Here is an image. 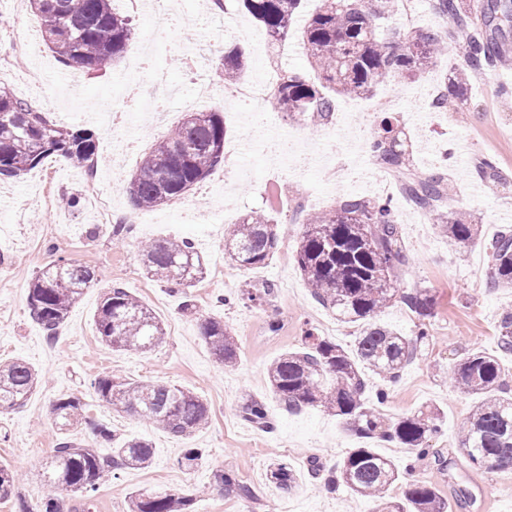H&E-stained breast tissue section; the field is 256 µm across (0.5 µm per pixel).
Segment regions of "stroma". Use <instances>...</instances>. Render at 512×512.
<instances>
[{"mask_svg": "<svg viewBox=\"0 0 512 512\" xmlns=\"http://www.w3.org/2000/svg\"><path fill=\"white\" fill-rule=\"evenodd\" d=\"M320 5L321 0H304L288 31V55L279 62L265 28L240 0L211 5V17L201 26L195 23L200 0H172L161 28L152 17L130 11L132 46L151 42L152 69L164 72L180 94L166 100L169 117L164 125L137 123L111 134L102 110H139L138 101L122 94L125 59L98 72L63 65L39 32L27 28L29 0H0V86L46 110L57 124L94 132L98 176L107 183L115 177L123 182L114 218L133 225L131 237L116 242L111 225L99 223L84 198V169L58 155L0 185V361L24 359L42 376L24 407L0 413V465L17 474L18 490L30 504L45 495L44 467L60 441L51 404L60 396L75 395L87 403L89 416L117 437H145L154 450L149 468L124 472L101 485L91 512H129V497L141 488L189 495L203 486L211 493L196 503V512H266L269 500L275 502V512H288L293 501L299 502V512H373L371 503L352 497L345 488L323 489L322 479L310 473L311 459L329 467L358 447L345 420L318 408L286 410L267 383L266 370L273 360L301 350L302 324L321 329L333 313L313 297L296 267L302 232L298 212L270 209L266 195L270 185H277L287 199L307 197L310 211L332 208L347 195L379 197L371 183L376 160L368 141L389 113L405 126L414 167L426 174L443 173L452 182L454 192L443 207L449 215L461 214L477 224L478 239L466 251L455 250L437 225L420 223L423 211L406 194L391 192L410 258L409 265L397 270L398 281L401 287L428 291L435 305L426 321L428 342L395 383L367 374V394L388 390L389 398L380 408L388 420L438 410L442 433L432 442L435 453L416 464L413 477L434 486L447 501L448 512H512V470H478L461 454L458 437L476 399L448 384L449 370L477 348L498 356L505 381L512 386V353L501 350L498 331L503 312L512 310V289L494 287L487 280L477 287L472 281L474 259L487 257L486 246L497 229L512 228V185L500 187L476 171L480 160L489 159L512 182V22L503 23L499 38L503 63L492 74L473 76L465 106L449 102L438 123H429L424 114L449 62L462 53L464 39L456 34L448 38L446 60L430 72L394 76L370 98L338 97L336 121L342 129L336 133L290 120L263 101L252 108L229 104L223 112L224 163L188 194L186 202H196V209H186V202L179 201L149 210L135 209L131 203L125 184L140 155L126 145L139 141L151 147L187 114L186 102L196 92L198 77L186 66L188 53L200 59L198 75L211 81L217 78L215 66L228 41L249 56L244 81L275 80L280 68L310 70L300 31ZM389 96L396 97L397 105L387 113L376 102ZM332 165L338 176L334 182L326 174ZM72 194L81 197L75 209L66 203ZM253 212L269 214L278 236L276 251L263 266L245 271L227 266L223 276H216L217 265L226 260L225 234ZM170 238L192 239L203 258L205 273L191 290L198 317L184 315L182 295L145 272L138 242ZM61 258L91 267L97 280L50 339L31 321L27 293L33 276ZM269 282L275 293L262 305L224 306L216 301L244 284L260 288ZM116 285L133 292L162 321V344L146 352L119 351L101 341L95 317L104 292ZM203 316L222 318L235 336L240 351L235 367H224L211 354L201 336ZM111 373L196 393L209 408L207 424L184 440L144 420L112 412L92 388L96 378ZM251 399L265 403L271 429L243 420L241 407ZM188 447L204 451L202 463L191 472L178 465ZM274 457L287 461L297 473L291 492L266 480ZM220 469L236 472L254 488L256 500L212 490L213 475Z\"/></svg>", "mask_w": 512, "mask_h": 512, "instance_id": "stroma-1", "label": "stroma"}]
</instances>
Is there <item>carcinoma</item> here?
I'll use <instances>...</instances> for the list:
<instances>
[{
	"instance_id": "1",
	"label": "carcinoma",
	"mask_w": 512,
	"mask_h": 512,
	"mask_svg": "<svg viewBox=\"0 0 512 512\" xmlns=\"http://www.w3.org/2000/svg\"><path fill=\"white\" fill-rule=\"evenodd\" d=\"M40 33L56 58L66 66L103 70L121 57L131 40L129 19L112 9V0H29ZM303 0H242L244 8L278 40L288 35ZM391 0H322L307 21L302 38L312 59L314 75L285 70L272 94L271 106L291 117L310 113L328 122L336 111V96L369 97L389 78L401 73L415 77L434 68L443 56L448 35L433 29H412L382 35L380 21ZM432 11L464 32L463 60L445 73L448 93L436 107H448V98L464 100L467 73L487 74L502 57L496 36L500 22L512 19V0H431ZM247 58L236 46L224 45L216 73L231 87L241 79ZM404 134L398 119L385 118L369 139L372 155L383 164H404ZM226 129L221 111L196 112L170 130L146 153L132 176L128 192L138 208H155L183 198L210 172L224 163ZM52 154L76 164H90L97 156L95 134L88 129H67L52 123L46 113L0 86V179H14L39 166ZM448 184L435 173L421 178L408 173L407 193L426 210L432 223L458 250L477 239L475 225L450 219L440 207L448 197ZM296 250L295 262L318 301L345 323L363 322L354 349L304 331L302 351H288L267 368L270 388L290 410L317 407L346 419L361 439L379 438L409 450L420 460L434 453L430 441L441 433L438 411L430 409L385 422L379 406L386 390L371 402L365 395V372L389 382L428 340L425 320L432 316L434 300L425 291L401 292L394 273L405 265L399 224L388 198L351 197L323 212L308 216ZM278 240L264 214L246 215L224 237V255L232 266L252 269L265 264ZM490 282L512 288V230L505 228L487 246ZM147 273L185 298L183 313L196 314L189 289L203 274L201 256L187 238L156 240L140 249ZM95 280L88 266L59 260L39 270L29 285L31 320L48 337L68 318L70 309ZM269 283L261 289L245 285L218 297L255 301L273 293ZM399 298L419 321L415 337L375 324L372 319L394 298ZM201 334L212 355L226 367L239 360V348L224 320H201ZM98 336L117 350H147L162 342L164 331L153 312L126 288L113 287L103 297L96 317ZM501 346L512 352V311L500 321ZM450 387L478 399L460 436V451L475 467L512 469V390L502 379L498 359L481 350L464 356L448 375ZM39 377L27 362L0 363V411L25 405L36 391ZM94 388L117 413L138 416L169 434L188 438L209 419V408L196 394L151 381H129L112 375L99 377ZM246 421L260 429L271 422L265 404L251 400L242 407ZM51 415L62 440L45 471L49 488L43 501L32 506L17 500L19 512H63L75 496L89 499L106 476L114 479L130 469L146 467L152 457L147 441L115 439L111 431L86 416L85 403L75 396L60 397ZM87 424L100 442H112V456H100L92 445L70 438L74 428ZM200 448H188L179 460L186 471L198 466ZM413 465L399 467L391 458L362 445L352 449L330 469L328 487L342 486L353 495L377 503L376 512H448V503L428 484L412 480ZM267 481L281 491L296 485L288 463L274 459ZM17 475L0 465V501L15 496ZM214 481L220 491L252 500L250 486L233 471L219 470ZM405 485L402 499H386L387 491ZM193 496L170 491L138 489L131 495V512H190Z\"/></svg>"
}]
</instances>
